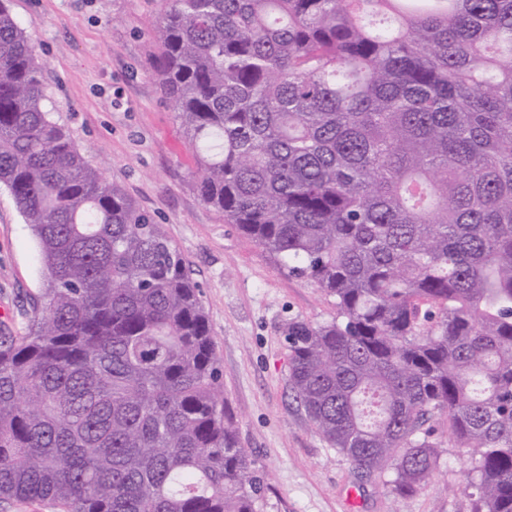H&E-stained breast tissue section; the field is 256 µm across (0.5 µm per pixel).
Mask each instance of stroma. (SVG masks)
Here are the masks:
<instances>
[{
	"instance_id": "obj_1",
	"label": "stroma",
	"mask_w": 512,
	"mask_h": 512,
	"mask_svg": "<svg viewBox=\"0 0 512 512\" xmlns=\"http://www.w3.org/2000/svg\"><path fill=\"white\" fill-rule=\"evenodd\" d=\"M162 9V0H11L44 66L46 110L162 225L200 287L224 402L266 474L263 512H471L467 458L446 430L433 478L396 498L386 475L357 472L297 407L283 329L330 319L332 301L200 199L193 150L153 67ZM42 288L38 243L0 187V331H24Z\"/></svg>"
}]
</instances>
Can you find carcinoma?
Returning a JSON list of instances; mask_svg holds the SVG:
<instances>
[{
  "label": "carcinoma",
  "mask_w": 512,
  "mask_h": 512,
  "mask_svg": "<svg viewBox=\"0 0 512 512\" xmlns=\"http://www.w3.org/2000/svg\"><path fill=\"white\" fill-rule=\"evenodd\" d=\"M155 71L201 200L316 283L288 382L330 448L428 484L436 425L472 512H512V0H164ZM0 0V186L45 309L0 336V502L262 512L194 281L43 108Z\"/></svg>",
  "instance_id": "1"
}]
</instances>
